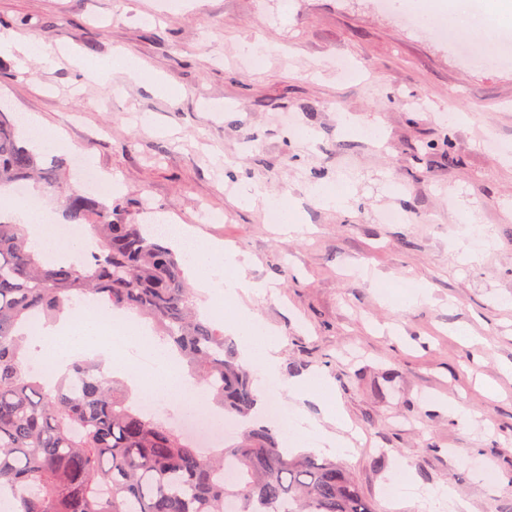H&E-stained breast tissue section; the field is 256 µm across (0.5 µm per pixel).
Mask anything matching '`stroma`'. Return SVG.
I'll use <instances>...</instances> for the list:
<instances>
[{"label":"stroma","instance_id":"stroma-1","mask_svg":"<svg viewBox=\"0 0 512 512\" xmlns=\"http://www.w3.org/2000/svg\"><path fill=\"white\" fill-rule=\"evenodd\" d=\"M461 8L0 0V26L54 48L25 66L0 52V110L55 128L66 148L43 151L71 163L73 180L86 166L112 177L104 203L117 217L184 225L246 258L264 289L226 303L224 321L247 307L280 341L279 381L311 376L334 394L277 390L280 433L297 417L323 426L328 411L345 414L353 450H304L348 471L377 512H419L380 497L401 458L472 512H512V67L482 62L478 42L435 37ZM118 47L148 76L96 81L70 62ZM318 186L350 197L324 208ZM254 187L290 207L299 231L269 223L265 203L236 202ZM465 208L495 240L468 263L453 245ZM419 286L427 298L408 303ZM451 399L466 415H449ZM477 459L494 482L477 478Z\"/></svg>","mask_w":512,"mask_h":512}]
</instances>
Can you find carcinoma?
<instances>
[{
  "mask_svg": "<svg viewBox=\"0 0 512 512\" xmlns=\"http://www.w3.org/2000/svg\"><path fill=\"white\" fill-rule=\"evenodd\" d=\"M30 179L65 201L96 249L49 262L18 219H0V497L15 512H375L336 464L281 446L275 428L247 425L259 403L254 373L224 340L219 320L197 316L184 256L161 234L73 192L23 130L0 112V187ZM152 320L161 345L195 372L203 392L242 423L217 454L128 404L99 362L75 360L54 388L27 363L35 322L69 316L76 303Z\"/></svg>",
  "mask_w": 512,
  "mask_h": 512,
  "instance_id": "carcinoma-1",
  "label": "carcinoma"
}]
</instances>
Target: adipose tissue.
Here are the masks:
<instances>
[{"instance_id": "adipose-tissue-1", "label": "adipose tissue", "mask_w": 512, "mask_h": 512, "mask_svg": "<svg viewBox=\"0 0 512 512\" xmlns=\"http://www.w3.org/2000/svg\"><path fill=\"white\" fill-rule=\"evenodd\" d=\"M19 217L26 224L31 238L47 251H54V214L43 208L37 198L24 202ZM175 246H190L188 266L197 288L210 290L221 287L226 297L235 299L239 294L257 290L258 285L247 280L243 274L244 264L239 261L235 250L200 239L189 240L185 236L174 239ZM69 330L65 336L45 338L44 343L50 357L57 365H66L73 354L96 348L104 359H111L112 351L101 345L102 327L93 310L83 309L68 321ZM231 332L241 335L245 341V354L249 363L270 380L277 377V342L270 337L254 335V323L248 314H239L237 320L229 325ZM139 384L143 392L153 397H174L186 405H194L197 391L190 388L181 374L169 360H162L159 370L140 377ZM335 431L321 430L319 425L310 421L294 424V434L289 441L291 447H298L306 438H317L320 447L339 450L348 449L352 442L348 437L350 426L344 418H337ZM397 472L403 478L402 489L406 496L416 499L422 512H471L469 502L457 494L453 488L445 485L419 487L410 477L408 462H400Z\"/></svg>"}]
</instances>
